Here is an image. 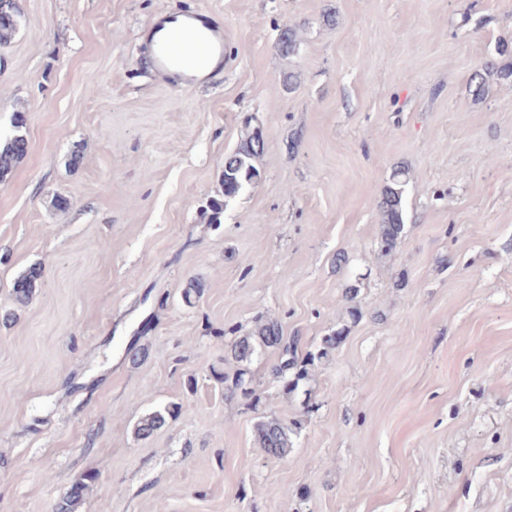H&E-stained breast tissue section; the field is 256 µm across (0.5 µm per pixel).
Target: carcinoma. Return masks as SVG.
<instances>
[{"mask_svg": "<svg viewBox=\"0 0 512 512\" xmlns=\"http://www.w3.org/2000/svg\"><path fill=\"white\" fill-rule=\"evenodd\" d=\"M19 8L16 0H0V45L7 44L16 32L18 25ZM298 45V31L295 26L288 23L281 28L278 39V50L289 55ZM495 76L499 80L512 81V64L500 65L495 60L485 62L483 67L476 71L470 82V91L477 100L484 99L489 93L488 78ZM23 127V119L18 116L15 119L16 133L0 146V182L5 181L11 174L15 163L20 160L27 151V140L19 133ZM262 145L259 134L250 135L243 145L235 152L224 157V175L222 196L213 198L203 214L213 224L221 223L220 217L227 203L238 196L240 192L256 179L259 175L253 164V159L258 154ZM408 171L402 167L394 169L383 189L379 207L382 213L380 225L381 251L388 255L397 251L402 243L405 223L403 216L404 194L408 185ZM40 278V270L31 267L23 272L13 284L15 300L24 303L29 300ZM346 334L345 327H338L331 333L321 338L317 353L309 356V360L323 359L335 350ZM272 348L279 352L280 362L274 369V374L287 380L289 389L294 391L299 384L309 378L306 365L298 362L297 344L298 338L286 341L282 328L278 322L264 320L257 323L254 332L250 336H243L232 344L234 358L238 361L248 359L254 353V345ZM165 424V417L160 412L151 413L136 425V432L142 437H148L159 430ZM290 433L292 429L277 419L262 421L257 425L259 446L264 448L269 455L281 457L291 447ZM87 484L80 481L54 505V512H77L83 500Z\"/></svg>", "mask_w": 512, "mask_h": 512, "instance_id": "obj_1", "label": "carcinoma"}]
</instances>
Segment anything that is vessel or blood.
<instances>
[{
  "label": "vessel or blood",
  "mask_w": 512,
  "mask_h": 512,
  "mask_svg": "<svg viewBox=\"0 0 512 512\" xmlns=\"http://www.w3.org/2000/svg\"><path fill=\"white\" fill-rule=\"evenodd\" d=\"M159 74H189L199 81L224 66V32L200 10H186L180 22L169 28L162 45H150Z\"/></svg>",
  "instance_id": "1"
}]
</instances>
